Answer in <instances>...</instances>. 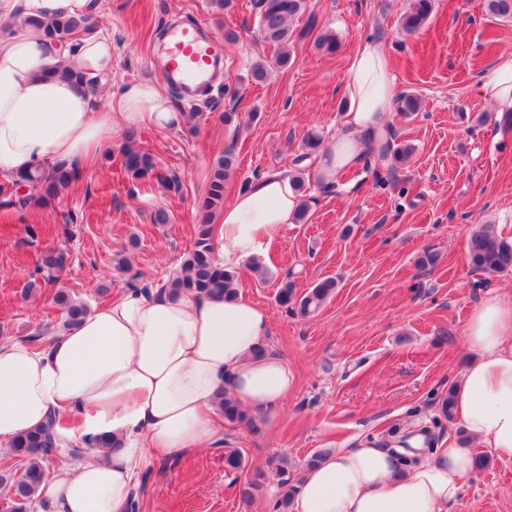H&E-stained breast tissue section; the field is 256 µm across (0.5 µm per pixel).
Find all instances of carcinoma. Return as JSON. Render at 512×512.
Masks as SVG:
<instances>
[{
    "label": "carcinoma",
    "instance_id": "cac0c4a2",
    "mask_svg": "<svg viewBox=\"0 0 512 512\" xmlns=\"http://www.w3.org/2000/svg\"><path fill=\"white\" fill-rule=\"evenodd\" d=\"M257 8V39L276 50L271 59H259L250 66L251 82L261 85L274 70L285 69L290 65V47L294 38L292 22L306 14L308 0H257ZM433 9L434 0H408L401 17L403 29L411 33L419 31L428 22ZM486 9L495 17L512 18V0H486ZM23 24L42 29L50 40L60 44L76 40L94 28L92 16L87 13L45 20L26 17ZM314 31L317 32L315 45L320 51L333 54L338 50L340 43L336 33L317 29V21L310 15L305 33ZM421 104L420 96L412 92H403L396 98V110L406 118L416 115L421 110ZM322 145L320 135L313 132L307 134L303 140L304 151L293 160V184L301 199L295 213L298 222L305 219L308 211L301 163L319 153ZM413 152V145L398 140L392 129L379 138L373 137L366 141V159L373 158L385 167L383 171L375 170L376 181L379 183L395 178ZM122 166L134 180L155 176L170 187H180V177L174 172L167 176L156 172L151 154L143 151L133 140L122 148ZM236 169L237 157L230 149L224 150L211 164L206 175L204 195L197 206L194 246L184 257L176 274L167 281V286L180 292H222L226 297L237 292V271L225 268L217 259L213 247L216 220L224 209L225 187ZM79 179L80 170L76 166L41 168L17 174L9 182L0 185V211L22 213L46 205ZM469 262L474 270L480 272L512 271V241L499 236L488 226H481L471 236ZM66 265L67 255L64 250L54 246L43 249L36 263V270L42 273V279L29 282L27 291L53 285ZM336 288L337 281L326 278L298 299L291 283L286 281L278 290L277 301L285 308L297 304L302 313L308 314L318 309ZM53 301L63 310V325L67 327L76 325L86 311L84 302L74 300L62 291L54 293ZM219 396L225 420L254 426L253 418L247 412L224 398V391H219ZM58 426L59 419L51 416L43 428L25 432L13 441V456L22 462V467L19 472L13 470L0 474V485L9 487L7 502L10 509L7 512H27V505L34 500L40 484L47 477L45 463L49 456L58 451ZM275 466L282 489L277 509L278 512H288L293 491V485L290 484L293 464L288 456L280 455L276 458ZM263 487L264 473L257 471L239 486L240 501L245 505L251 504L262 493Z\"/></svg>",
    "mask_w": 512,
    "mask_h": 512
}]
</instances>
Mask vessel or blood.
Wrapping results in <instances>:
<instances>
[{"label":"vessel or blood","instance_id":"b4317fda","mask_svg":"<svg viewBox=\"0 0 512 512\" xmlns=\"http://www.w3.org/2000/svg\"><path fill=\"white\" fill-rule=\"evenodd\" d=\"M152 63L161 78L178 85L190 100L224 76L221 41L201 22L175 26Z\"/></svg>","mask_w":512,"mask_h":512}]
</instances>
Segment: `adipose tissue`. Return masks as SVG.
<instances>
[{
    "mask_svg": "<svg viewBox=\"0 0 512 512\" xmlns=\"http://www.w3.org/2000/svg\"><path fill=\"white\" fill-rule=\"evenodd\" d=\"M91 0H0V178L65 162L82 164L117 125L182 127L158 87L131 81L107 103L69 76L112 70V40L89 34L63 49L42 32L15 25L89 9ZM344 135L322 152L326 176L363 163L364 138L383 134L395 107L388 47L363 39L344 83ZM477 92L497 111L512 110V52L482 74ZM299 204L287 171L262 175L225 205L214 247L224 267L266 256ZM267 309L236 294L130 288L45 347L0 344V447L42 427L49 414L73 415L61 437L82 448L76 465L54 470L37 491L46 512H128L140 475L154 461L211 448L224 421L220 396L242 409L279 410L295 381L268 346ZM475 357L455 390L456 417L469 444L445 440L410 460L365 443L332 451L306 468L289 512H448L473 473L478 451L512 455V295L490 293L464 327ZM116 449L99 447L103 437Z\"/></svg>",
    "mask_w": 512,
    "mask_h": 512,
    "instance_id": "adipose-tissue-1",
    "label": "adipose tissue"
}]
</instances>
